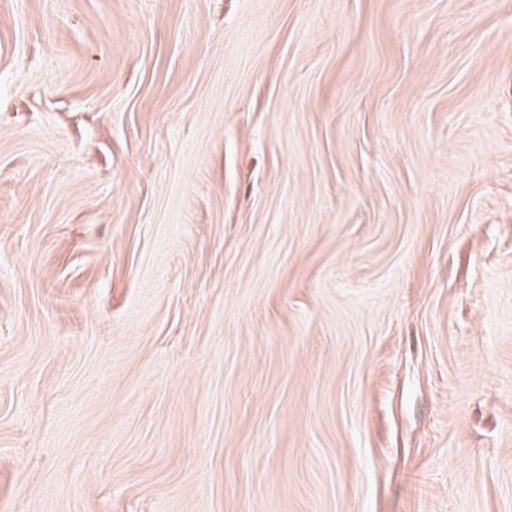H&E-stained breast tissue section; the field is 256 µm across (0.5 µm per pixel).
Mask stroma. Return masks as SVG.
I'll use <instances>...</instances> for the list:
<instances>
[{
	"instance_id": "stroma-1",
	"label": "stroma",
	"mask_w": 512,
	"mask_h": 512,
	"mask_svg": "<svg viewBox=\"0 0 512 512\" xmlns=\"http://www.w3.org/2000/svg\"><path fill=\"white\" fill-rule=\"evenodd\" d=\"M0 512H512V0H0Z\"/></svg>"
}]
</instances>
